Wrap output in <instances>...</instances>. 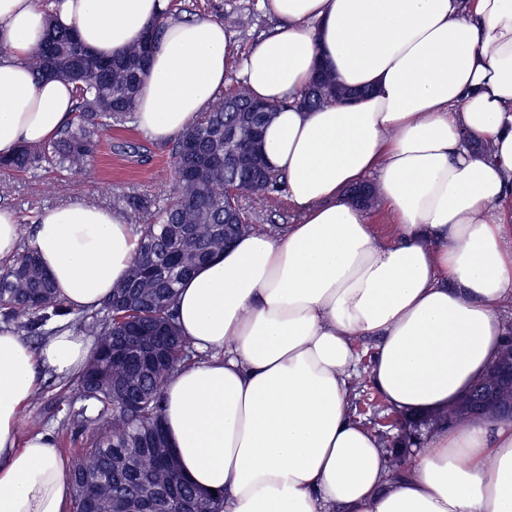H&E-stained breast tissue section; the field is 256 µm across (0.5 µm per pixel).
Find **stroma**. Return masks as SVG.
Instances as JSON below:
<instances>
[{"mask_svg":"<svg viewBox=\"0 0 512 512\" xmlns=\"http://www.w3.org/2000/svg\"><path fill=\"white\" fill-rule=\"evenodd\" d=\"M178 14L188 17L208 13L225 21V29L237 53H245L263 34L274 26L260 0H171ZM243 15L250 22L245 26L231 24V17ZM172 142L156 141L137 125L113 130L101 147L92 165L83 171L61 175L51 168L30 173L0 172V206L12 208L21 222L34 223L36 216L46 208L61 206L75 200H87L111 207L110 198L100 194L101 183L112 185L114 193L135 192L163 198L169 194L174 181ZM356 417L383 433H392L396 417L383 403L381 396L365 380L354 386ZM80 400L63 382L52 375H44L34 400L22 414V432L52 433L61 453L73 458L87 447L90 436L66 429L70 411L79 409Z\"/></svg>","mask_w":512,"mask_h":512,"instance_id":"stroma-1","label":"stroma"}]
</instances>
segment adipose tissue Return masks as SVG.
Instances as JSON below:
<instances>
[{
  "label": "adipose tissue",
  "mask_w": 512,
  "mask_h": 512,
  "mask_svg": "<svg viewBox=\"0 0 512 512\" xmlns=\"http://www.w3.org/2000/svg\"><path fill=\"white\" fill-rule=\"evenodd\" d=\"M272 32L235 57L222 23L170 0H0V157L52 139L75 91L35 79L46 21L112 56L163 22L138 127L178 136L238 72L282 102L262 149L300 219L199 268L176 300L201 360L163 389L183 477L224 512H512V420L441 415L512 340V0H262ZM360 97L298 106L317 71ZM373 183L380 234L351 188ZM138 236L119 213L45 210L28 245L70 309L126 276ZM399 417L429 415L401 473L350 410L359 346ZM93 354L58 329L31 349L0 325V512H67L51 434L21 436L37 370L69 378Z\"/></svg>",
  "instance_id": "adipose-tissue-1"
}]
</instances>
